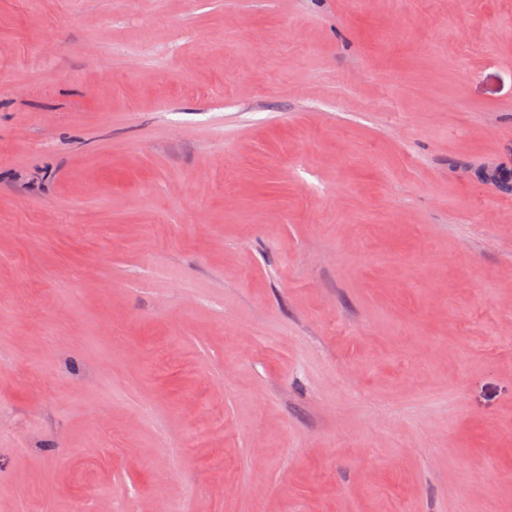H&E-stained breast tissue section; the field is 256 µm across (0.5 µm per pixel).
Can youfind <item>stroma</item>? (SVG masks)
Returning <instances> with one entry per match:
<instances>
[{
  "label": "stroma",
  "mask_w": 512,
  "mask_h": 512,
  "mask_svg": "<svg viewBox=\"0 0 512 512\" xmlns=\"http://www.w3.org/2000/svg\"><path fill=\"white\" fill-rule=\"evenodd\" d=\"M512 0H0V512H512Z\"/></svg>",
  "instance_id": "obj_1"
}]
</instances>
